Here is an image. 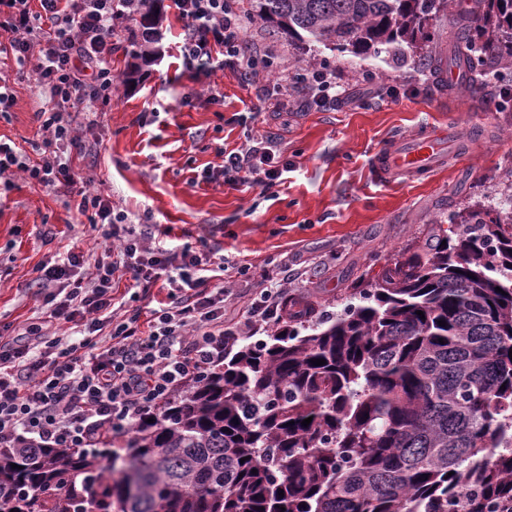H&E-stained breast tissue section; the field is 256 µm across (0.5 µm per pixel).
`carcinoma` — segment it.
I'll return each mask as SVG.
<instances>
[{
	"mask_svg": "<svg viewBox=\"0 0 512 512\" xmlns=\"http://www.w3.org/2000/svg\"><path fill=\"white\" fill-rule=\"evenodd\" d=\"M157 2L118 4L139 23L133 59L156 53ZM456 8L257 0L254 15L297 48L379 57L404 44L424 65L428 21ZM478 60L512 71V0H474L437 63L478 94ZM494 199L491 219L480 205L439 219L341 311L305 303L226 350L155 422L101 449L1 448L0 512H512V182ZM116 446L133 486L115 475Z\"/></svg>",
	"mask_w": 512,
	"mask_h": 512,
	"instance_id": "obj_1",
	"label": "carcinoma"
}]
</instances>
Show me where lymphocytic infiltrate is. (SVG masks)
<instances>
[{"mask_svg": "<svg viewBox=\"0 0 512 512\" xmlns=\"http://www.w3.org/2000/svg\"><path fill=\"white\" fill-rule=\"evenodd\" d=\"M113 0H0V55L29 70L45 90L37 111L47 134L38 161L0 141V176L10 169L50 189H73L80 178L71 155L85 143L75 133L74 113L97 122L93 104L112 96V36L118 19ZM187 25L177 53L191 76L232 68L247 83H259L257 98L273 111L288 106L310 112L336 108L353 98L335 70L297 76L274 65L272 48L257 50L244 40L245 19L229 0H171ZM269 81H260V74ZM224 157L229 186L251 184L271 191L292 165L270 136L248 139ZM75 208L92 230L115 241L112 261H88L71 250L61 262L42 265L38 279L48 295V316L80 327L75 340L50 337L42 325L25 338L0 336V447L18 445L87 448L105 436L131 430L144 414L158 413L224 364V349L243 329L278 322L281 283L261 288L243 318L224 322V288L217 284L212 253L185 243L153 245L126 225L102 193L78 189ZM130 273L142 295L158 281L167 300L141 320L139 310L116 315L114 276ZM65 286L63 298L52 289Z\"/></svg>", "mask_w": 512, "mask_h": 512, "instance_id": "obj_1", "label": "lymphocytic infiltrate"}]
</instances>
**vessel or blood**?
I'll return each instance as SVG.
<instances>
[{
  "label": "vessel or blood",
  "instance_id": "b4317fda",
  "mask_svg": "<svg viewBox=\"0 0 512 512\" xmlns=\"http://www.w3.org/2000/svg\"><path fill=\"white\" fill-rule=\"evenodd\" d=\"M447 138V130L430 126L396 136L375 154L373 171L376 176L385 179L434 171L447 161L444 153Z\"/></svg>",
  "mask_w": 512,
  "mask_h": 512
}]
</instances>
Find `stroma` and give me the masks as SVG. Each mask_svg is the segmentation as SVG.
<instances>
[{"label":"stroma","mask_w":512,"mask_h":512,"mask_svg":"<svg viewBox=\"0 0 512 512\" xmlns=\"http://www.w3.org/2000/svg\"><path fill=\"white\" fill-rule=\"evenodd\" d=\"M165 15L162 55L132 81L127 51L138 27H118L115 88L98 106V124L82 128L86 150L72 165L130 220L150 212L147 230L155 239L203 244L226 260L225 323L241 320L257 283L283 260L290 268L284 298L341 310L361 277L378 273L401 250L423 246L439 217L487 203L512 169V108L496 104V84L483 97L458 90L448 67L419 66L406 48L380 58L323 48L310 57L255 19L246 42L274 47L280 66H328L343 83L372 92L333 110L262 111L255 87L228 69L212 76L222 97H209L175 56L184 22L173 10ZM0 75L15 97L0 118V138L42 143L33 80L18 74L11 59L0 61ZM446 121L462 140H474L471 151H457L431 173L374 178L371 160L385 142ZM261 134L273 136L294 164L274 192L202 181L204 169L224 163L217 147L233 149ZM74 246L98 258L107 251L63 197L13 171L8 185L0 184V334L17 336L37 321L46 322L48 335L73 334V324L48 321L37 277L42 264Z\"/></svg>","instance_id":"35a3bbf8"}]
</instances>
